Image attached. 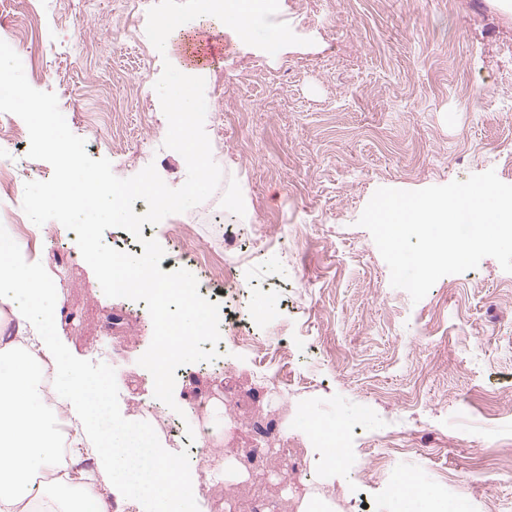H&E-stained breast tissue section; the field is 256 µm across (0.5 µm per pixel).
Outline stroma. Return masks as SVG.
<instances>
[{"label": "stroma", "mask_w": 512, "mask_h": 512, "mask_svg": "<svg viewBox=\"0 0 512 512\" xmlns=\"http://www.w3.org/2000/svg\"><path fill=\"white\" fill-rule=\"evenodd\" d=\"M118 0H39L37 24L16 12L35 50L25 66L30 85L71 99L69 129L92 158L113 173L140 172V146L164 182L180 188L187 166L165 148L168 124L155 84L163 58L145 22L114 39ZM277 21L304 45L276 54L246 45L209 17L190 21L203 51L222 49L200 70L224 76L205 117L214 160L223 171L216 192L187 212L149 228L165 251L162 271L183 266L172 233L183 226L229 276L205 282L224 311L269 335L258 302L280 312L277 328L292 338V375L300 405L353 435L337 462L315 441L304 450L306 494L335 512H394L386 481L405 469L468 512H512V273L487 257L476 269L439 279L420 302L392 287L390 270L358 220L376 189L419 190L495 170L512 184V7L505 0H279ZM278 237L256 244L257 225ZM238 226L243 244L226 247L224 228ZM31 243L18 268L39 267L59 285L46 298L54 336L71 373L102 380L113 410L147 424L182 467L205 462L189 452L197 426L193 400L208 397L214 456L229 457L224 437L234 420L223 410L224 380H249L250 358L235 346L220 352L228 369L184 365L176 408L142 414L153 377L138 363L153 325L145 305L107 297L78 254L77 235L61 223H27ZM345 350V361L311 351L310 337ZM409 433L414 455L370 473L373 450L389 428ZM486 461L482 480L463 479Z\"/></svg>", "instance_id": "obj_1"}]
</instances>
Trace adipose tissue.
Listing matches in <instances>:
<instances>
[{
    "label": "adipose tissue",
    "instance_id": "ef3b65f1",
    "mask_svg": "<svg viewBox=\"0 0 512 512\" xmlns=\"http://www.w3.org/2000/svg\"><path fill=\"white\" fill-rule=\"evenodd\" d=\"M17 253L13 240L0 238V313L16 320L15 334L0 336V512H106L89 472L74 466L85 456L109 471L115 488L157 502L159 512H189L194 476L149 429L112 415L103 382L43 388L44 366L61 370L68 359L38 318L49 286L32 272L9 285ZM58 407L71 429L63 438L55 430ZM42 472L61 473L68 494L36 483Z\"/></svg>",
    "mask_w": 512,
    "mask_h": 512
}]
</instances>
